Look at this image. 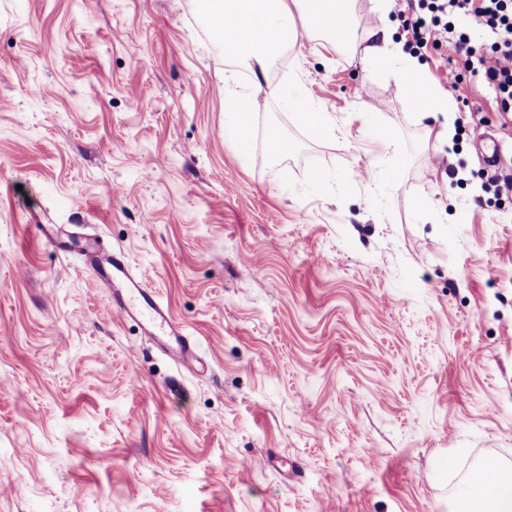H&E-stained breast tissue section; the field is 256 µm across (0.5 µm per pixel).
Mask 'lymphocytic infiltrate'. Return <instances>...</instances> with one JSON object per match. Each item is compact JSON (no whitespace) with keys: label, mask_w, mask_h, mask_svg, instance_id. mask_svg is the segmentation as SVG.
<instances>
[{"label":"lymphocytic infiltrate","mask_w":512,"mask_h":512,"mask_svg":"<svg viewBox=\"0 0 512 512\" xmlns=\"http://www.w3.org/2000/svg\"><path fill=\"white\" fill-rule=\"evenodd\" d=\"M402 18L406 49L443 51L461 71L496 92L501 112H512V0H391ZM487 30L492 40L477 39Z\"/></svg>","instance_id":"lymphocytic-infiltrate-1"}]
</instances>
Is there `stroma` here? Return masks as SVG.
Instances as JSON below:
<instances>
[{"label": "stroma", "mask_w": 512, "mask_h": 512, "mask_svg": "<svg viewBox=\"0 0 512 512\" xmlns=\"http://www.w3.org/2000/svg\"><path fill=\"white\" fill-rule=\"evenodd\" d=\"M382 2L353 13L392 25L383 65L300 15L309 51L251 71L193 0H0V512H451L512 472V123L431 52L439 138ZM96 245L189 364L113 314ZM405 79L408 85V91L411 102L415 103L418 109L423 111L441 113L444 119L440 134L450 139L454 134V115L453 108L448 103V99L441 98L435 92L431 83L421 73V66L413 59H408L405 65ZM420 92L422 96L421 105L417 103L415 92ZM98 266L103 273L112 268V312L121 320L137 321L145 332L183 363L194 358L193 347L184 329L176 323L167 306L147 287L145 278L133 273L121 251L96 252ZM116 281L119 286L113 282Z\"/></svg>", "instance_id": "stroma-1"}]
</instances>
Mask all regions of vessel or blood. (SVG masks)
Returning <instances> with one entry per match:
<instances>
[{"instance_id":"1","label":"vessel or blood","mask_w":512,"mask_h":512,"mask_svg":"<svg viewBox=\"0 0 512 512\" xmlns=\"http://www.w3.org/2000/svg\"><path fill=\"white\" fill-rule=\"evenodd\" d=\"M99 268H111L112 311L120 319L137 321L145 332L181 362L194 357L193 347L167 306L148 288L143 276L133 273L119 251L97 253Z\"/></svg>"}]
</instances>
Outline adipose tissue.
<instances>
[{
	"label": "adipose tissue",
	"mask_w": 512,
	"mask_h": 512,
	"mask_svg": "<svg viewBox=\"0 0 512 512\" xmlns=\"http://www.w3.org/2000/svg\"><path fill=\"white\" fill-rule=\"evenodd\" d=\"M351 0H302L309 27L331 45L348 43ZM198 12L214 35L218 59L231 58L244 65L267 67L281 49L296 44L299 32L287 0H196ZM409 92L422 96L424 110L442 114L441 134H454L453 109L435 92L415 60H407ZM485 476L472 484L456 505V512H512V474L502 473L495 462L484 466Z\"/></svg>",
	"instance_id": "ef3b65f1"
}]
</instances>
